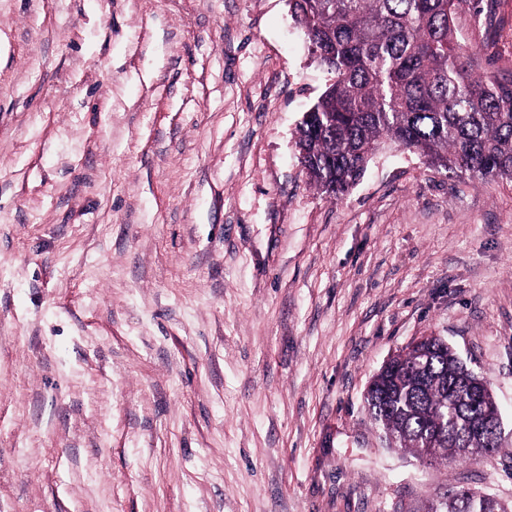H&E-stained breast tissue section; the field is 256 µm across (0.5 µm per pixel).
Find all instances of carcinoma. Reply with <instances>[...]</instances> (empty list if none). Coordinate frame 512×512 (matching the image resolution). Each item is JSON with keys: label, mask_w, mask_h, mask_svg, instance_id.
I'll list each match as a JSON object with an SVG mask.
<instances>
[{"label": "carcinoma", "mask_w": 512, "mask_h": 512, "mask_svg": "<svg viewBox=\"0 0 512 512\" xmlns=\"http://www.w3.org/2000/svg\"><path fill=\"white\" fill-rule=\"evenodd\" d=\"M308 51L333 75L303 115L296 146L309 179L339 199L384 140L472 179L512 182V78L478 74L454 26L467 0H288ZM410 351L366 398L397 447L451 464L498 451L470 433L489 397L470 392L451 349L424 374ZM428 512H512L477 488L449 490Z\"/></svg>", "instance_id": "carcinoma-1"}]
</instances>
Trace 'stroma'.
Returning a JSON list of instances; mask_svg holds the SVG:
<instances>
[{
    "instance_id": "obj_1",
    "label": "stroma",
    "mask_w": 512,
    "mask_h": 512,
    "mask_svg": "<svg viewBox=\"0 0 512 512\" xmlns=\"http://www.w3.org/2000/svg\"><path fill=\"white\" fill-rule=\"evenodd\" d=\"M456 26L512 73V0ZM330 79L288 0H0V512L512 504V183L386 142L323 194L295 140ZM430 335L494 393L498 452L371 422ZM512 506H505L490 494L477 488L449 490L444 497L428 506L427 512H511Z\"/></svg>"
}]
</instances>
